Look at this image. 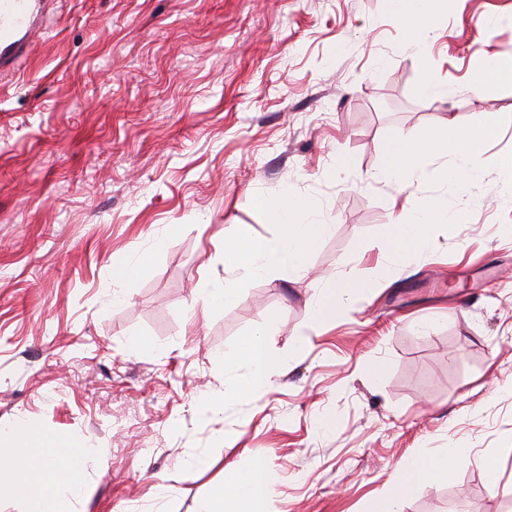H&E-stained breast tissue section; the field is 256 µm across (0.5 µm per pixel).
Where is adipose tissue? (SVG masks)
<instances>
[{"label":"adipose tissue","mask_w":512,"mask_h":512,"mask_svg":"<svg viewBox=\"0 0 512 512\" xmlns=\"http://www.w3.org/2000/svg\"><path fill=\"white\" fill-rule=\"evenodd\" d=\"M387 3L392 17L408 31L404 50L424 53L434 30L426 0H387ZM497 134L496 124L483 115L466 128L441 120L423 138L397 133L385 146L379 176L409 188L434 178L443 179L453 187L460 186L483 175L479 145ZM254 203L258 208L272 211L281 235L273 243L248 235L225 242V270L244 278L269 273L282 278L294 276L302 270L306 256L330 232V225L317 218L302 222V214L310 212L311 207L290 195L276 202L259 196ZM452 220L446 201L432 199L414 211L410 221L396 225L382 248L395 259L423 251L430 243L431 225L448 224ZM373 280V275H360L351 270L336 275L319 290L312 306L314 315L319 319L335 317L344 299L363 295ZM237 355L250 368L248 377L240 382L246 390L263 385L276 364L259 332L245 339ZM27 431V425L21 424L0 434V488H12L25 497L29 512H43L42 504L47 500L53 503L52 512H76L73 495L83 483L84 466L95 458V450L76 448L65 438L56 437L49 447L28 456L26 468L19 470L11 449L15 440ZM465 460V450L452 447L413 460L404 467L398 488L378 496L371 512H400V502L414 487L437 480ZM196 512H274L263 466L255 464L232 471L221 488L199 501Z\"/></svg>","instance_id":"ef3b65f1"}]
</instances>
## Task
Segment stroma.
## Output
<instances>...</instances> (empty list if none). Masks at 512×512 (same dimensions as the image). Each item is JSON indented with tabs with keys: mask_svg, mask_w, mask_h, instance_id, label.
<instances>
[{
	"mask_svg": "<svg viewBox=\"0 0 512 512\" xmlns=\"http://www.w3.org/2000/svg\"><path fill=\"white\" fill-rule=\"evenodd\" d=\"M406 36L386 0H52L0 73V429L31 427L19 454L58 436L97 450L79 512H195L257 462L276 512H368L450 445L468 462L403 512H449L461 491L468 512H501L484 463L512 482V187L496 173L512 85H472L489 51L512 56V0H448L427 57ZM431 67L444 96L420 89ZM480 114L499 128L483 179L416 196L371 180L393 133ZM286 191L331 233L292 280L225 274V239L280 233L254 197ZM440 196L458 222L391 262L396 218ZM380 267L313 318L336 272ZM215 277L239 297L202 310ZM261 329L280 363L234 392L249 374L234 353Z\"/></svg>",
	"mask_w": 512,
	"mask_h": 512,
	"instance_id": "35a3bbf8",
	"label": "stroma"
}]
</instances>
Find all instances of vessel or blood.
<instances>
[{
    "instance_id": "b4317fda",
    "label": "vessel or blood",
    "mask_w": 512,
    "mask_h": 512,
    "mask_svg": "<svg viewBox=\"0 0 512 512\" xmlns=\"http://www.w3.org/2000/svg\"><path fill=\"white\" fill-rule=\"evenodd\" d=\"M43 0H0V71L11 69L16 58L40 37Z\"/></svg>"
}]
</instances>
